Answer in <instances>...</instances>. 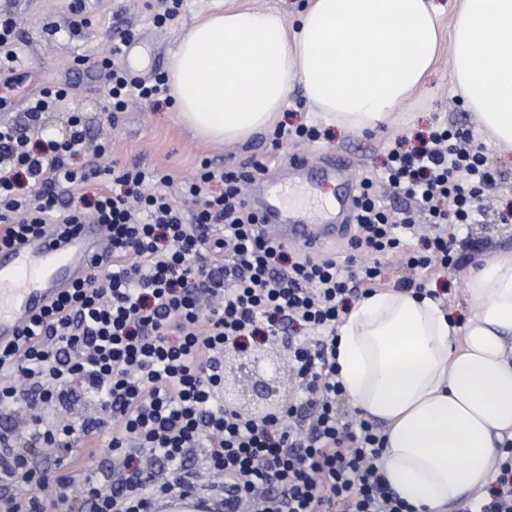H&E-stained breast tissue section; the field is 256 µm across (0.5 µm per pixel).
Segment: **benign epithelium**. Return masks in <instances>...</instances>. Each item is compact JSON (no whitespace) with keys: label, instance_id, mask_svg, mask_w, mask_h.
I'll return each mask as SVG.
<instances>
[{"label":"benign epithelium","instance_id":"obj_1","mask_svg":"<svg viewBox=\"0 0 512 512\" xmlns=\"http://www.w3.org/2000/svg\"><path fill=\"white\" fill-rule=\"evenodd\" d=\"M278 360L268 354L236 359L224 373V405L238 413L244 407L275 417L284 408L285 395L278 373Z\"/></svg>","mask_w":512,"mask_h":512}]
</instances>
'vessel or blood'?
Segmentation results:
<instances>
[{
  "label": "vessel or blood",
  "instance_id": "1",
  "mask_svg": "<svg viewBox=\"0 0 512 512\" xmlns=\"http://www.w3.org/2000/svg\"><path fill=\"white\" fill-rule=\"evenodd\" d=\"M293 167L305 172L306 184L315 191L328 184H355L350 162L327 159L313 165L295 159ZM259 210L263 229L274 239L296 242L313 249L346 234L354 215L353 196H339L331 204L286 205L281 182L261 180ZM102 230L97 224L78 225L65 243L42 237L9 250H0V344L7 345L22 332L33 313L42 309L64 288L84 278L98 254Z\"/></svg>",
  "mask_w": 512,
  "mask_h": 512
}]
</instances>
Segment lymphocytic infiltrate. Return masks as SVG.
I'll return each instance as SVG.
<instances>
[{
	"label": "lymphocytic infiltrate",
	"instance_id": "1",
	"mask_svg": "<svg viewBox=\"0 0 512 512\" xmlns=\"http://www.w3.org/2000/svg\"><path fill=\"white\" fill-rule=\"evenodd\" d=\"M111 56V119L166 90L163 74L136 78ZM15 12L0 10V73L25 64ZM86 143L80 114L62 137L28 143L0 124V249L101 225L89 274L0 346V512H158L193 498L214 512H416L388 487L376 461L380 427L341 416L337 329L354 300L384 278L382 259L415 271L456 267L452 236L408 243L417 220L478 222L496 180L487 145L466 129L396 143L358 182L352 254H290L246 202L251 173L200 158L192 177L113 163L76 169ZM406 203L402 215L386 195ZM282 343L300 394L262 421L225 410L224 352L253 339ZM87 410L70 418L76 404ZM37 448L61 452L57 472ZM203 451L202 466L192 455ZM115 466L95 470L100 454ZM494 483L464 512H512V448ZM28 486L19 495L15 486Z\"/></svg>",
	"mask_w": 512,
	"mask_h": 512
}]
</instances>
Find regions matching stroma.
<instances>
[{
	"instance_id": "obj_1",
	"label": "stroma",
	"mask_w": 512,
	"mask_h": 512,
	"mask_svg": "<svg viewBox=\"0 0 512 512\" xmlns=\"http://www.w3.org/2000/svg\"><path fill=\"white\" fill-rule=\"evenodd\" d=\"M152 0H92L89 22L81 30H71L64 0H22L19 15L21 47L29 62L26 90L56 83L70 86V96L62 107L46 113L38 121H28L21 96L11 97L0 109V122L17 124L30 137L60 135L68 127L72 111L82 114L91 139L101 132L111 138L110 154L98 157L82 151L72 158L74 168L106 167L112 161L147 170H164L180 177L191 176L199 158H210L217 166L252 170L255 163L268 164L267 179L288 174L293 157L303 156L317 163L330 157L352 160V175L379 169L386 149L397 141L414 143L417 135L427 134L436 125L478 130V120L453 94L452 62L448 53L440 58L428 76L424 89L402 106L392 127L379 132H343L324 126L317 109L304 97L301 85H294L291 106L282 116L285 128L299 125L318 128L316 142L276 140L263 133L243 145L229 146L194 139L180 125L176 112L163 98L132 103L118 124L107 118L104 98L105 76L87 72L76 65L74 56L83 54L95 59L112 53V43L121 32L131 30L142 49L136 69L150 77L167 70L169 57L180 37L207 13L239 5L252 8H275L295 15L302 0H184L173 26L153 27L149 7ZM490 159L496 172L498 188L494 200L486 205L479 222L458 233L454 249L462 266L446 272H426V285L439 288L440 296L454 317L468 319L474 313L467 301L466 274L477 261L491 259L500 252L512 251V156L491 150Z\"/></svg>"
}]
</instances>
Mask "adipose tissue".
Returning a JSON list of instances; mask_svg holds the SVG:
<instances>
[{"instance_id": "obj_1", "label": "adipose tissue", "mask_w": 512, "mask_h": 512, "mask_svg": "<svg viewBox=\"0 0 512 512\" xmlns=\"http://www.w3.org/2000/svg\"><path fill=\"white\" fill-rule=\"evenodd\" d=\"M445 44L455 93L512 153V0H456L447 30L432 0H306L291 20L236 7L192 25L167 86L181 124L209 142L273 131L296 83L326 125L374 130L422 88ZM467 296L475 313L460 325L440 298L379 289L338 328L343 394L381 425L377 466L418 512L484 491L512 444V253L470 274Z\"/></svg>"}]
</instances>
